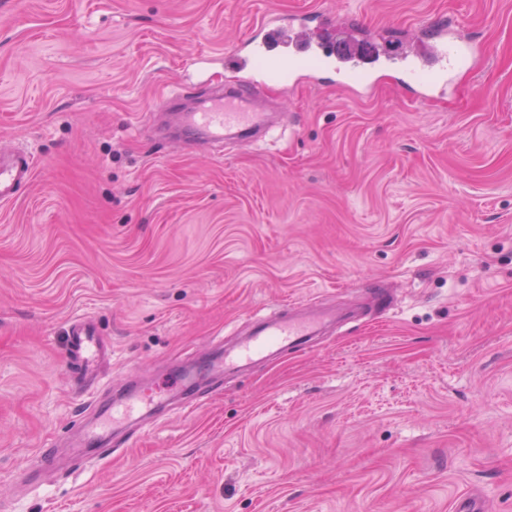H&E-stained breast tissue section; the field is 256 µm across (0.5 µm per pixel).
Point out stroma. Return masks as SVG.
<instances>
[{
	"mask_svg": "<svg viewBox=\"0 0 512 512\" xmlns=\"http://www.w3.org/2000/svg\"><path fill=\"white\" fill-rule=\"evenodd\" d=\"M325 12L382 40L462 20L486 54L416 103L270 83L266 145L186 153L140 131L161 90L229 83L260 21ZM38 168L0 206V512H512V0H0V140ZM387 311L204 380L189 415L102 465L19 473L127 387L286 302ZM112 348L73 379L66 330Z\"/></svg>",
	"mask_w": 512,
	"mask_h": 512,
	"instance_id": "1",
	"label": "stroma"
}]
</instances>
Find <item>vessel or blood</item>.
<instances>
[{"mask_svg": "<svg viewBox=\"0 0 512 512\" xmlns=\"http://www.w3.org/2000/svg\"><path fill=\"white\" fill-rule=\"evenodd\" d=\"M340 27L327 15L311 23L300 14L288 25L262 22L247 41L246 52L225 54L224 67L237 76L232 90L211 94L200 106L178 115L177 143L192 148L245 146L271 137L274 127L266 113L257 111L255 99L263 92L270 75L287 67L313 75L338 76L339 86L358 96H369L376 81L365 73L359 56L351 54L340 41ZM423 46L394 45L385 54L383 67L396 69L401 82L411 88L417 102L427 103L449 96L458 70L470 66L481 49L463 33L458 21L430 22L423 27ZM36 159L25 149L0 144V205L11 204L23 186L35 175ZM333 311L330 308L289 303L272 316L254 314L244 337L223 359L210 363L217 374L245 367L271 349L299 347L319 333ZM67 348L77 360L84 378H91L109 354L96 324L85 319L72 321L67 329ZM161 402H144L135 387H128L113 402L99 406L92 416L76 424L81 434L79 453L85 462L101 463L113 449L127 444L125 425L135 420L160 418Z\"/></svg>", "mask_w": 512, "mask_h": 512, "instance_id": "obj_1", "label": "vessel or blood"}]
</instances>
